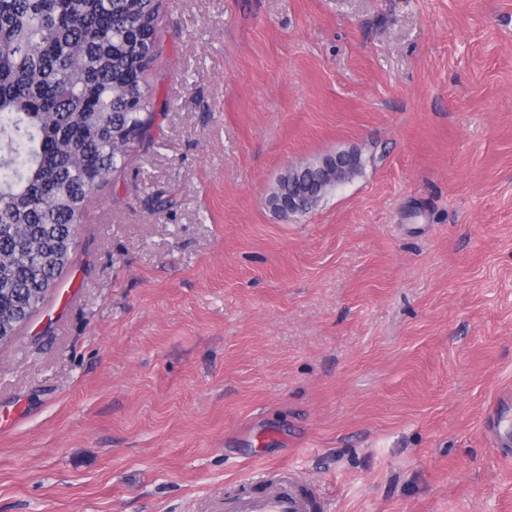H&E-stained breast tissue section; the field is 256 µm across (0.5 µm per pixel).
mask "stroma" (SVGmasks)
Returning a JSON list of instances; mask_svg holds the SVG:
<instances>
[{
    "instance_id": "35a3bbf8",
    "label": "stroma",
    "mask_w": 512,
    "mask_h": 512,
    "mask_svg": "<svg viewBox=\"0 0 512 512\" xmlns=\"http://www.w3.org/2000/svg\"><path fill=\"white\" fill-rule=\"evenodd\" d=\"M168 108L0 349V512H512V0H163ZM357 149L304 216L285 169ZM253 492L243 486L236 495L224 498L222 512H313L316 500L299 489L291 474Z\"/></svg>"
}]
</instances>
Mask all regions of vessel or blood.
Masks as SVG:
<instances>
[{"label": "vessel or blood", "instance_id": "obj_1", "mask_svg": "<svg viewBox=\"0 0 512 512\" xmlns=\"http://www.w3.org/2000/svg\"><path fill=\"white\" fill-rule=\"evenodd\" d=\"M315 499L299 489L291 475L254 492L242 489L225 498L223 512H313Z\"/></svg>", "mask_w": 512, "mask_h": 512}]
</instances>
